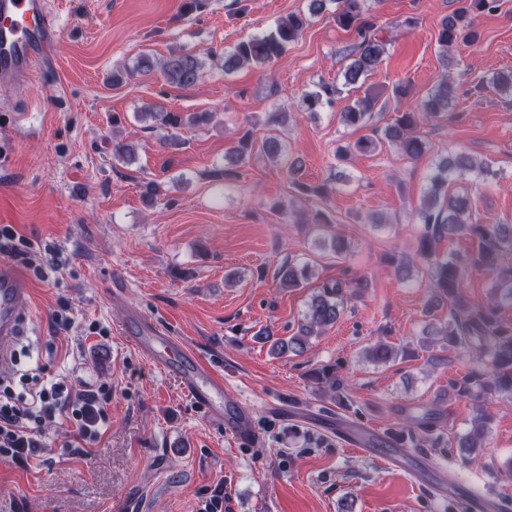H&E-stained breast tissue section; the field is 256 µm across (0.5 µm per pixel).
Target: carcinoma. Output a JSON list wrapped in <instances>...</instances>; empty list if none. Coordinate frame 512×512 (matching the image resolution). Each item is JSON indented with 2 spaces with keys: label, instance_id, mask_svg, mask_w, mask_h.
Wrapping results in <instances>:
<instances>
[{
  "label": "carcinoma",
  "instance_id": "obj_1",
  "mask_svg": "<svg viewBox=\"0 0 512 512\" xmlns=\"http://www.w3.org/2000/svg\"><path fill=\"white\" fill-rule=\"evenodd\" d=\"M335 6L337 24L356 33V41L345 50L344 58L349 60L343 72L342 85L319 82L305 91L297 103L301 112L314 113L332 104L342 93V88L365 80L386 53L388 40L368 12L365 0H308L307 10L288 14L278 20L265 32L237 42L224 51V74L230 75L245 65L265 66L279 58L288 45L299 38L312 23V19ZM500 7V0H465V6L440 21L437 43L442 67L448 68L451 60L448 53L460 44H470L478 39L475 20L481 14H492ZM203 61L186 51L170 53L161 62V69L168 83L182 88L196 86L202 80ZM489 86L503 99L512 102V71L495 72L488 80ZM457 98V86L450 72H444L437 84L414 109L396 113L393 122L386 125L379 138L368 136L359 139L337 154L347 160L356 153L375 152L386 142L396 147L411 159L425 153V143L419 136L421 122L448 116V110ZM378 95L365 90L364 96L342 113L345 124L368 126L374 119ZM137 118L150 120L153 127L168 132L170 143L178 142L176 131L185 126H198L209 120V114L181 113L166 110L162 106H148L137 113ZM113 158L121 164L135 160L133 146L115 143ZM237 162L245 164L252 157L264 155L277 160L282 156V146L273 135L257 137L254 128L240 130L237 146L233 151ZM470 176L475 181L486 182L497 177V171L487 161H475L463 152L450 153L442 158L427 177L421 202L414 213L415 223L423 225L418 242V255L431 274L435 294L430 306L448 304L451 307L450 320L442 328L436 326L428 332L439 336L450 347L465 345L488 359L481 372L465 376L454 384L460 394H469L479 388L487 394H512V330L505 327L498 317L504 301H512V269L501 266V258L512 251V225L472 222L474 200L467 192H459L454 185ZM297 194L309 199H325L331 188L326 184L309 185L293 181ZM141 196L150 203L164 199L167 195L164 183L147 180L141 185ZM456 235L470 237L475 246L463 255L441 254L439 243ZM497 273L495 288L500 296H491L489 302H473L462 291V281L473 271ZM276 278L287 288H301L312 278L310 262L288 263L277 272ZM354 282L336 279L319 287V292L307 302L298 332L282 343L281 350L301 353L307 347L309 338L318 336L336 324L344 312V298ZM367 358L377 364H385L397 357L390 346L379 344L366 352ZM490 417L479 413L471 428L458 437L457 447L470 458L484 447L489 430Z\"/></svg>",
  "mask_w": 512,
  "mask_h": 512
}]
</instances>
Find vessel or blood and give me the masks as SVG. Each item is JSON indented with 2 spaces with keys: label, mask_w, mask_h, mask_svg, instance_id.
Returning a JSON list of instances; mask_svg holds the SVG:
<instances>
[{
  "label": "vessel or blood",
  "mask_w": 512,
  "mask_h": 512,
  "mask_svg": "<svg viewBox=\"0 0 512 512\" xmlns=\"http://www.w3.org/2000/svg\"><path fill=\"white\" fill-rule=\"evenodd\" d=\"M61 34L47 0H0V81L25 82L47 67ZM32 310L26 275L0 266V340L19 335ZM130 341L150 361L177 371L183 387L201 403L209 418L234 435L244 434L249 412L224 398V378L187 353L158 326L142 321Z\"/></svg>",
  "instance_id": "obj_1"
}]
</instances>
